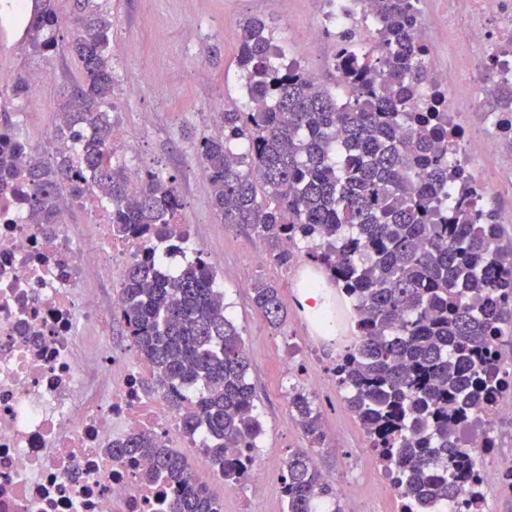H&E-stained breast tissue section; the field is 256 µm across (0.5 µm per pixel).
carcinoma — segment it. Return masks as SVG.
Returning <instances> with one entry per match:
<instances>
[{"instance_id":"cac0c4a2","label":"carcinoma","mask_w":512,"mask_h":512,"mask_svg":"<svg viewBox=\"0 0 512 512\" xmlns=\"http://www.w3.org/2000/svg\"><path fill=\"white\" fill-rule=\"evenodd\" d=\"M56 2L34 0L25 42L37 54L59 51ZM73 2L67 48L84 77L60 95L50 154L31 148L13 125L0 126V183L26 190L38 224L60 223L57 196L81 206L95 189L112 238L145 239L144 256L122 279L119 323L160 387L177 381L196 392L181 413L184 433L206 431L210 463L239 482L246 469L228 451L257 448L263 432L241 328L225 314L204 253L187 254L175 177L147 170L132 189L126 160L112 148V22L104 0ZM369 2L376 52L341 58L342 96L300 65L281 63L265 22L246 20L237 65L248 104L225 109L222 133L201 135L196 155L224 226L253 233L281 268L302 259L321 270L352 311L349 335L336 343L337 384L400 489L404 512H438L465 487L471 512H481L473 460L457 436L472 409L499 393L497 353L512 343V237L493 209L477 208L469 176L448 155V116L412 110L413 85L426 73L411 37L414 0ZM405 125L414 134L397 138ZM177 254L180 265L158 268L160 257ZM250 301L275 328L287 318L270 282L257 279ZM288 407L307 447L285 463V512H317L320 503L342 512L314 460L325 434L313 396L294 386ZM109 452L146 457V478L166 476L174 487L166 512H218L217 498L193 481L178 453L151 435L130 436Z\"/></svg>"}]
</instances>
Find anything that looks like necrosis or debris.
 <instances>
[{
  "label": "necrosis or debris",
  "instance_id": "1",
  "mask_svg": "<svg viewBox=\"0 0 512 512\" xmlns=\"http://www.w3.org/2000/svg\"><path fill=\"white\" fill-rule=\"evenodd\" d=\"M447 11L464 18L468 45L495 40L487 62L506 63L497 77L512 84V0H448ZM347 30L349 51L370 49L376 29L368 0H321L310 38ZM414 40L429 63L414 96L417 110L447 113L458 132V165L500 156V176L512 186V137L484 118L494 109L488 83L471 81L474 65L460 49L440 57L421 28ZM463 112L481 119L460 121ZM85 208L92 218L85 225L35 224L24 198L0 191V512H163L172 488L143 480L147 459H115L108 446L143 433L167 448L202 446L201 438L185 436L168 397L147 391L152 370L132 346L115 352L102 335L92 352H77L85 329L120 308L115 275L145 249L139 238L113 240L107 213L91 202ZM95 274L110 287L101 304L84 297ZM504 417L512 418V404L475 408L460 438L486 484L512 473L510 456L483 463L493 425Z\"/></svg>",
  "mask_w": 512,
  "mask_h": 512
}]
</instances>
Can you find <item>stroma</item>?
<instances>
[{"label":"stroma","mask_w":512,"mask_h":512,"mask_svg":"<svg viewBox=\"0 0 512 512\" xmlns=\"http://www.w3.org/2000/svg\"><path fill=\"white\" fill-rule=\"evenodd\" d=\"M0 0V66L15 73L49 70L55 78L41 87H29L24 101L0 91V123H16L33 149L53 148L56 108L64 87L81 78V65L68 51L47 57L31 54L22 43L24 24ZM112 14V65L118 85L136 86L134 96L118 99L119 123L115 146L134 152L142 167L176 176L183 198L182 220L192 227L191 248L220 252L224 265L217 280L224 290L226 314L241 328L250 360V381L255 388L257 413L263 423L258 454L269 468L266 483L258 488L269 512H285L280 492L282 460L305 444L288 408L290 387L304 383V375L325 377L316 404L323 422L338 424V436L326 439L315 455L320 470L339 482L354 481L357 512L378 502L382 512H397L395 499L382 495L374 477L380 468L364 433L349 410L346 393L329 375L327 355L313 350L288 317L281 328L271 327L249 297L259 277L276 282L281 294L293 286L291 271L271 261L255 262L264 247L252 234L224 227L210 206V185L196 157L195 138L212 133L214 116L239 104L237 67L238 29L249 17L263 18L275 40L289 56L332 91H339L336 73L326 63L335 41L311 42L305 33L319 9L318 0H290V18H283L276 0H108ZM135 46L136 57L126 54ZM299 349L302 370L285 372L280 359L289 345Z\"/></svg>","instance_id":"obj_1"}]
</instances>
